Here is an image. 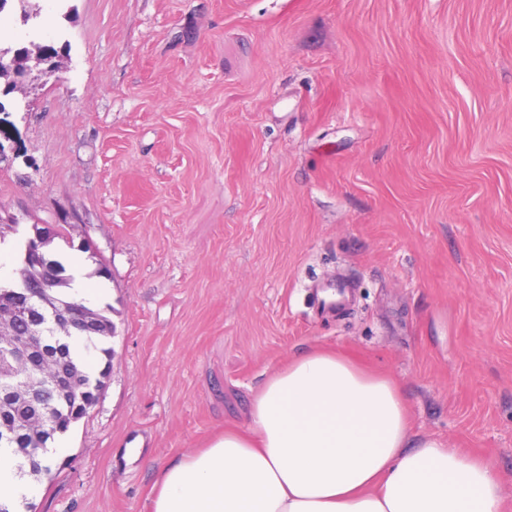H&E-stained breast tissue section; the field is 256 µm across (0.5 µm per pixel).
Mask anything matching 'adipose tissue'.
Returning a JSON list of instances; mask_svg holds the SVG:
<instances>
[{"label":"adipose tissue","instance_id":"adipose-tissue-1","mask_svg":"<svg viewBox=\"0 0 512 512\" xmlns=\"http://www.w3.org/2000/svg\"><path fill=\"white\" fill-rule=\"evenodd\" d=\"M35 492L0 448V504ZM149 501V512H502L490 462L440 438L410 442L397 383L320 348L272 371L247 428L183 453Z\"/></svg>","mask_w":512,"mask_h":512}]
</instances>
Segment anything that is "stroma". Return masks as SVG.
<instances>
[{
    "mask_svg": "<svg viewBox=\"0 0 512 512\" xmlns=\"http://www.w3.org/2000/svg\"><path fill=\"white\" fill-rule=\"evenodd\" d=\"M30 5L0 46L59 69L0 100V238L68 226L118 331L36 512H147L314 347L394 379L411 439L488 460L512 512V0Z\"/></svg>",
    "mask_w": 512,
    "mask_h": 512,
    "instance_id": "1",
    "label": "stroma"
}]
</instances>
